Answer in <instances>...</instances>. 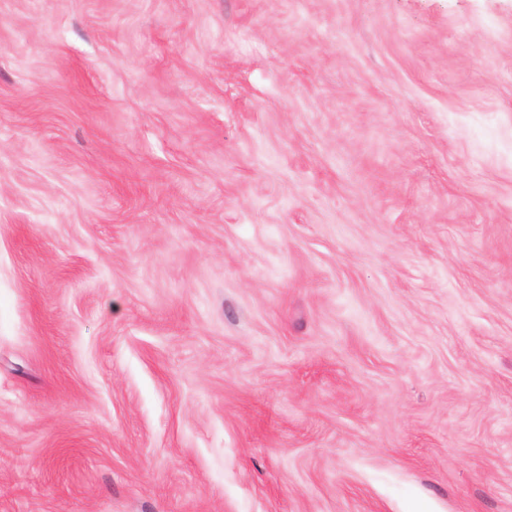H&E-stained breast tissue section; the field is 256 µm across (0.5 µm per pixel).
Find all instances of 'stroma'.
I'll return each mask as SVG.
<instances>
[{
	"label": "stroma",
	"instance_id": "stroma-1",
	"mask_svg": "<svg viewBox=\"0 0 512 512\" xmlns=\"http://www.w3.org/2000/svg\"><path fill=\"white\" fill-rule=\"evenodd\" d=\"M0 512H512V0H0Z\"/></svg>",
	"mask_w": 512,
	"mask_h": 512
}]
</instances>
